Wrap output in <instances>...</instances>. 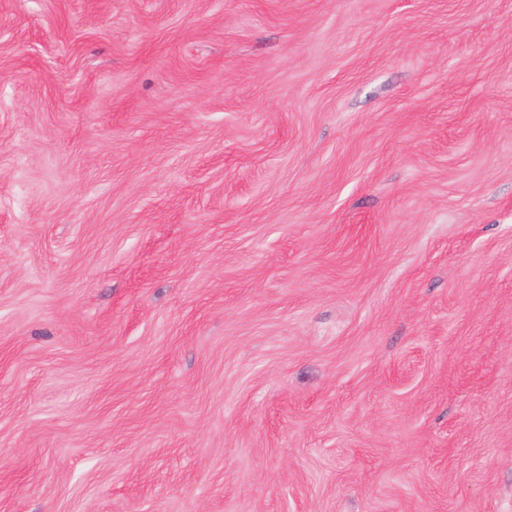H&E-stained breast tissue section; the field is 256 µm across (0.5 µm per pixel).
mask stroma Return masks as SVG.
<instances>
[{"mask_svg": "<svg viewBox=\"0 0 512 512\" xmlns=\"http://www.w3.org/2000/svg\"><path fill=\"white\" fill-rule=\"evenodd\" d=\"M0 512H512V0H0Z\"/></svg>", "mask_w": 512, "mask_h": 512, "instance_id": "stroma-1", "label": "stroma"}]
</instances>
